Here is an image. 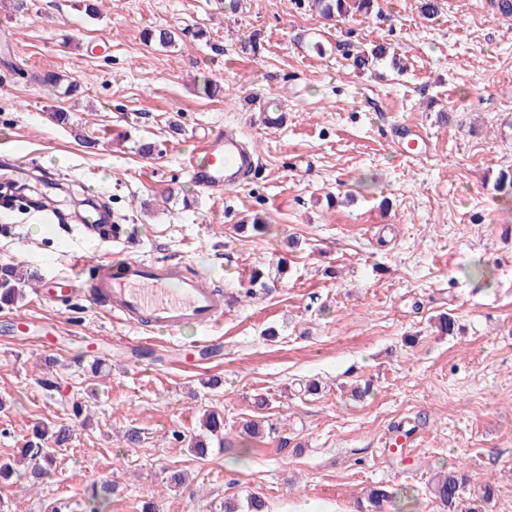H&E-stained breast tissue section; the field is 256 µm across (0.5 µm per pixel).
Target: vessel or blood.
Wrapping results in <instances>:
<instances>
[{
  "label": "vessel or blood",
  "mask_w": 512,
  "mask_h": 512,
  "mask_svg": "<svg viewBox=\"0 0 512 512\" xmlns=\"http://www.w3.org/2000/svg\"><path fill=\"white\" fill-rule=\"evenodd\" d=\"M254 166V156L241 137L224 130L196 148L186 173L194 185L219 200L242 186ZM69 257L75 271L55 280V295H72L82 282H89L87 300L101 301L113 319L169 337L193 325L203 332L197 348L208 347V332L224 313V299L205 274L180 264L120 254L92 263L75 251Z\"/></svg>",
  "instance_id": "1"
}]
</instances>
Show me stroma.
Listing matches in <instances>:
<instances>
[{
	"instance_id": "35a3bbf8",
	"label": "stroma",
	"mask_w": 512,
	"mask_h": 512,
	"mask_svg": "<svg viewBox=\"0 0 512 512\" xmlns=\"http://www.w3.org/2000/svg\"><path fill=\"white\" fill-rule=\"evenodd\" d=\"M419 3L327 21L308 0H99L94 16L83 0H0V156L97 192L122 228L103 242L0 207V265L30 277L0 308V463L29 441L53 457L42 483L0 480V512H85L104 481L118 491L102 512H245L251 495L266 512H360L378 483L409 512H441L430 485L448 466L512 512V200L495 187L512 167V18L439 0L429 20ZM167 27L176 47L145 43ZM372 44L387 57L355 67ZM268 102L283 125L265 123ZM399 123L421 129L427 156L395 152ZM227 127L259 168L216 200L183 161ZM257 214L265 233L247 228ZM68 246L208 271L231 302L212 334L223 352L188 365L177 348L195 328L145 342L85 300L38 298L42 277L68 273ZM255 267L272 287L248 298ZM210 411L224 432L201 456L189 439ZM255 417L267 434L240 439Z\"/></svg>"
}]
</instances>
